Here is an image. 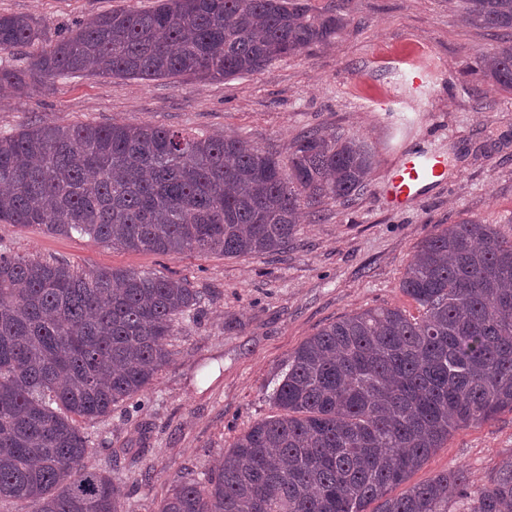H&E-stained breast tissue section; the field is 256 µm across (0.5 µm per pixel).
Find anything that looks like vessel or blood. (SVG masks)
<instances>
[{
	"instance_id": "vessel-or-blood-1",
	"label": "vessel or blood",
	"mask_w": 512,
	"mask_h": 512,
	"mask_svg": "<svg viewBox=\"0 0 512 512\" xmlns=\"http://www.w3.org/2000/svg\"><path fill=\"white\" fill-rule=\"evenodd\" d=\"M446 165L441 156L414 152L396 165L385 185L388 204L395 209L404 208L428 184L442 180Z\"/></svg>"
}]
</instances>
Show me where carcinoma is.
I'll list each match as a JSON object with an SVG mask.
<instances>
[{
    "label": "carcinoma",
    "mask_w": 512,
    "mask_h": 512,
    "mask_svg": "<svg viewBox=\"0 0 512 512\" xmlns=\"http://www.w3.org/2000/svg\"><path fill=\"white\" fill-rule=\"evenodd\" d=\"M348 0H158L99 14L0 84L18 90L86 72L226 78L330 43ZM464 22L512 31V0H459ZM30 15H0V51L40 40ZM482 73L512 90V38ZM375 165L363 141L318 131L276 153L235 137L152 125L37 123L0 134V223L42 225L177 257L272 255L301 211L359 194ZM401 291L423 312L349 314L302 342L273 393L282 414L237 438L207 481L158 512H512V454L479 486L453 467L397 497L453 432L512 412V238L465 219L415 250ZM185 278L0 252V500L32 512H121L88 464L93 423L146 390L174 353L164 340L194 312Z\"/></svg>",
    "instance_id": "cac0c4a2"
}]
</instances>
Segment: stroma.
<instances>
[{"label": "stroma", "instance_id": "35a3bbf8", "mask_svg": "<svg viewBox=\"0 0 512 512\" xmlns=\"http://www.w3.org/2000/svg\"><path fill=\"white\" fill-rule=\"evenodd\" d=\"M456 0H350L336 43L236 77L142 80L86 75L25 91L0 88V133L35 123H146L233 136L287 159L310 130L367 142L370 186L303 216L279 254L177 257L110 248L85 236L0 223V250L188 279L202 294L198 321L168 337L175 361L140 396L139 412L116 407L90 429V465L110 474L123 512H157L187 477L214 471L237 437L278 415L272 395L289 353L326 324L380 306L416 316L399 282L435 225L478 218L512 236V91L468 73L477 51L506 34L466 24ZM155 0H0V14L34 16L45 41L89 18L148 10ZM427 76L412 87L411 71ZM442 156L445 180L402 210L381 193L388 172L416 148ZM512 452V413L454 432L409 478L422 484L456 466L481 483Z\"/></svg>", "mask_w": 512, "mask_h": 512}]
</instances>
